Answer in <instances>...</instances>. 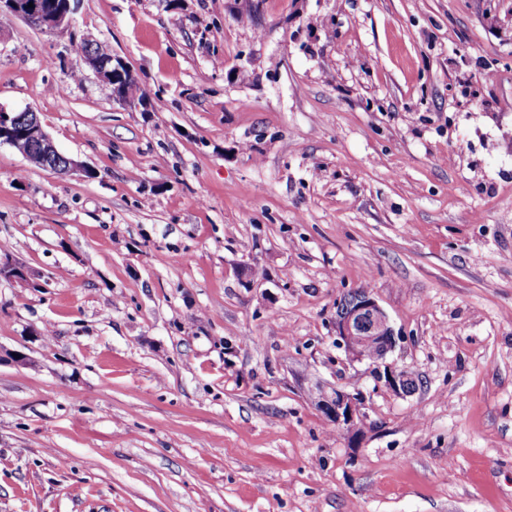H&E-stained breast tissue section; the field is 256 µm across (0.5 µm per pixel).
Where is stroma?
<instances>
[{"label": "stroma", "mask_w": 512, "mask_h": 512, "mask_svg": "<svg viewBox=\"0 0 512 512\" xmlns=\"http://www.w3.org/2000/svg\"><path fill=\"white\" fill-rule=\"evenodd\" d=\"M0 106L96 172L0 147V512H512V0H82L0 26ZM33 3V7H28ZM81 0H1L0 12L13 14L49 34L71 30ZM85 51L81 57L82 64L88 70L95 73L105 84L110 86L112 97L120 100V93L124 85L131 79H136L133 71L119 57L111 53L108 45L101 43L99 49L107 56H102L97 51L98 41L83 38ZM395 344V332L387 314L366 291L346 312L336 316V346L345 352L348 360L366 361L375 386L407 396L415 392L417 384L414 377L387 361ZM369 347L377 348L378 354L368 357ZM312 392L319 408L337 425L354 426L360 419L362 397L359 393H350L338 386L330 389L316 386Z\"/></svg>", "instance_id": "obj_1"}]
</instances>
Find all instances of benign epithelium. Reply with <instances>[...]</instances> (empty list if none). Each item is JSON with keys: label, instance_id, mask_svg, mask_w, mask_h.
I'll return each instance as SVG.
<instances>
[{"label": "benign epithelium", "instance_id": "7a95c632", "mask_svg": "<svg viewBox=\"0 0 512 512\" xmlns=\"http://www.w3.org/2000/svg\"><path fill=\"white\" fill-rule=\"evenodd\" d=\"M80 6L81 0H0V12L11 13L49 34L71 30ZM84 44L82 64L110 86L115 100H120L125 83L135 78L133 71L119 57L101 55L96 41L86 39ZM2 146L58 175L80 173L95 177V171L59 151L38 113L31 108L8 112L0 106ZM395 344V332L387 314L367 292L359 295L346 312L336 316V346L345 352L348 360L367 362L375 386L407 396L415 392L416 380L387 361ZM313 395L319 408L336 424L350 427L360 419V394L338 386L330 389L317 386Z\"/></svg>", "mask_w": 512, "mask_h": 512}]
</instances>
